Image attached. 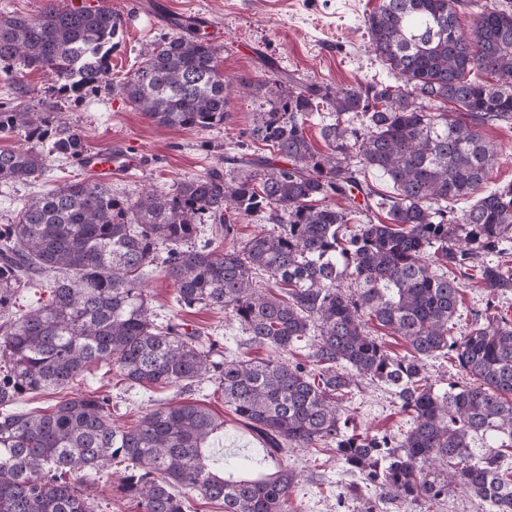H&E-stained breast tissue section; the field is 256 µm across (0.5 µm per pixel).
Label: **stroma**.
Here are the masks:
<instances>
[{
    "label": "stroma",
    "instance_id": "35a3bbf8",
    "mask_svg": "<svg viewBox=\"0 0 512 512\" xmlns=\"http://www.w3.org/2000/svg\"><path fill=\"white\" fill-rule=\"evenodd\" d=\"M95 4L128 17L121 48L112 54L111 79L89 90L76 100L61 99L54 80L42 72L19 73L0 65V102L6 101L14 81L29 88L25 98L33 108L59 103L71 125L82 132L89 149H105L122 144L139 151L146 167L135 175L113 181L118 194L136 198L144 191H168L180 181L205 174L219 165L224 156L244 153L266 154L262 144L243 137L255 110L261 103L256 96L230 100L231 120L221 128H161L128 104L116 90L117 82L138 67L142 53L163 38L184 33L181 25L153 22L147 0H94ZM380 0H168L173 15H202L221 28L220 68L231 79L273 84L278 73L287 72L308 81L331 87L374 82H393L394 77L370 46L365 17ZM480 135L492 143L497 163L477 196L512 185V122H491L479 126ZM77 162L57 158L40 180L0 186V224L10 223L29 196L46 193L59 186L84 179ZM158 321L174 320L186 330H199L218 339L229 357L267 359L271 348L249 343L228 314L209 309H184L175 301L172 281L157 268L145 278ZM512 317V287L489 293L474 278H463L457 330L469 328L487 308ZM90 392L108 397L112 418L117 425H135L145 413L185 398L198 403L223 420L224 427L210 442L215 459L230 462L248 458L256 469L269 467L270 457L257 435L224 404L215 383L192 386L185 394L161 387L132 386L119 381L104 366L92 367L71 388L57 392H37L25 396L14 408L26 413H46L63 400ZM350 414L349 429L357 434L401 437L411 426L392 390L382 384H365L343 400ZM286 462L298 474L290 497L297 512H356V504L342 492L353 477L335 454L324 448H306L288 454ZM123 464L113 465L102 474L87 471L79 480L96 496L99 512H139L136 503L116 491Z\"/></svg>",
    "mask_w": 512,
    "mask_h": 512
}]
</instances>
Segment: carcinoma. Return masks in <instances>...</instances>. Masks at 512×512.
<instances>
[{
    "mask_svg": "<svg viewBox=\"0 0 512 512\" xmlns=\"http://www.w3.org/2000/svg\"><path fill=\"white\" fill-rule=\"evenodd\" d=\"M460 0H382L365 18L374 53L394 83L331 89L307 81L259 106L243 136L270 156L234 159L131 200L106 182L65 183L28 197L0 225V512H97L69 476L126 463L118 492L141 512H184L180 487L224 512H291L297 479L288 467L232 480L205 454L224 421L189 401L152 410L131 427L112 421L108 399L89 393L48 413H6L34 392L64 389L105 364L130 385L180 391L214 381L224 404L267 442L270 458L295 448H330L359 481L343 495L360 512H431L466 490L492 512H512V318L492 312L453 334L461 294L457 271L512 239V187L460 213L492 171L496 150L476 130L512 120V12L490 8L462 32ZM116 18L106 7L71 9L47 0L35 16L0 14V64L42 71L65 98L79 97L112 71ZM490 75L491 82L482 78ZM120 95L161 127L224 126L231 91L217 48L196 28L142 55ZM334 121L316 150L305 125L322 105ZM360 116L358 123L350 116ZM0 132L25 149H0V182L43 176L50 158L80 159L81 131L58 112L0 107ZM372 169L394 193L362 178ZM345 202L336 207L331 198ZM386 211L388 223L371 214ZM263 213L271 234L237 237L236 219ZM349 235L342 229L359 216ZM211 220V238L197 246ZM160 267L182 308L230 314L267 360L228 358L219 340L150 317L144 272ZM266 277L268 287L257 279ZM353 281V289L339 282ZM494 291L512 285L498 266L481 269ZM41 288L48 299L18 314L16 295ZM402 337L389 352L371 325ZM316 337L308 362L288 361ZM452 354L466 383L440 390L425 360ZM363 382L395 387L412 414L399 440L347 432L343 398ZM372 488L375 496L365 497Z\"/></svg>",
    "mask_w": 512,
    "mask_h": 512,
    "instance_id": "carcinoma-1",
    "label": "carcinoma"
}]
</instances>
